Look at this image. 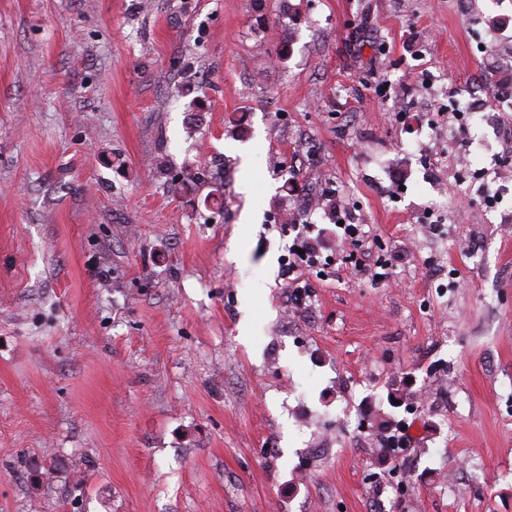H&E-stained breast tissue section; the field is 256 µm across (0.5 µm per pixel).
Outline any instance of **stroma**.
Returning <instances> with one entry per match:
<instances>
[{
  "label": "stroma",
  "mask_w": 512,
  "mask_h": 512,
  "mask_svg": "<svg viewBox=\"0 0 512 512\" xmlns=\"http://www.w3.org/2000/svg\"><path fill=\"white\" fill-rule=\"evenodd\" d=\"M511 126L512 0H0V512H512ZM322 247V242L318 237L308 238L301 232L297 233L294 243L288 248V258L285 263V266L288 267V272L292 274L301 264L307 266L317 264ZM298 249H302V253H298Z\"/></svg>",
  "instance_id": "35a3bbf8"
}]
</instances>
